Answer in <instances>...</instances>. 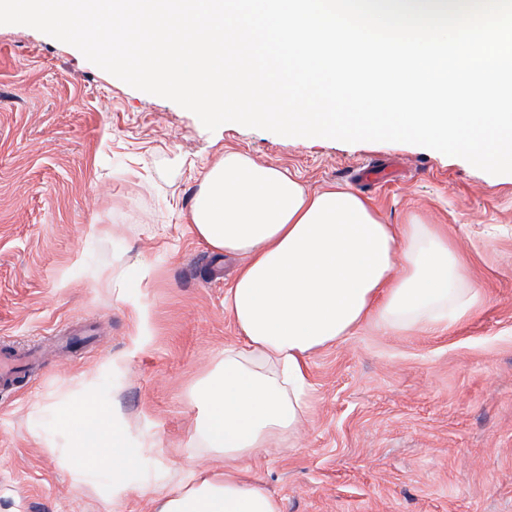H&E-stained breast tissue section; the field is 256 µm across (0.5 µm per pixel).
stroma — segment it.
Returning <instances> with one entry per match:
<instances>
[{
	"mask_svg": "<svg viewBox=\"0 0 512 512\" xmlns=\"http://www.w3.org/2000/svg\"><path fill=\"white\" fill-rule=\"evenodd\" d=\"M221 148L312 190L354 187L387 223L438 225L486 296L448 331L368 325L314 354L294 447L258 451L248 473L283 512H512L511 178L408 143L211 132L17 25H0V355L36 361L0 385V512H153L156 485L211 462L196 386L236 341L224 291L239 261L188 214ZM87 394L144 451L115 504L106 478H75L71 441L44 414Z\"/></svg>",
	"mask_w": 512,
	"mask_h": 512,
	"instance_id": "1",
	"label": "stroma"
}]
</instances>
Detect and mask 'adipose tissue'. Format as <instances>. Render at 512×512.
<instances>
[{
	"label": "adipose tissue",
	"mask_w": 512,
	"mask_h": 512,
	"mask_svg": "<svg viewBox=\"0 0 512 512\" xmlns=\"http://www.w3.org/2000/svg\"><path fill=\"white\" fill-rule=\"evenodd\" d=\"M211 249L241 257L224 294L238 339L198 387L196 433L223 465L188 463L154 512H283L241 461L292 443L309 411V359L371 323L386 333L445 331L484 295L433 224H387L348 187L308 191L288 169L226 152L201 176L190 211ZM76 440L77 479L110 476L126 497L141 456L111 411L88 396L56 414Z\"/></svg>",
	"instance_id": "obj_1"
}]
</instances>
